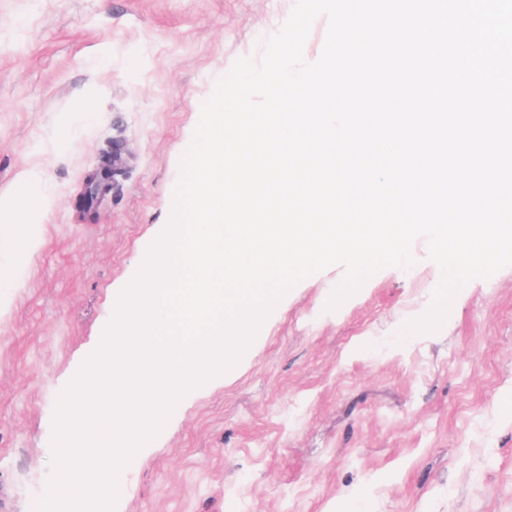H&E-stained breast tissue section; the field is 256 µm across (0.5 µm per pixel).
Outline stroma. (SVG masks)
Returning a JSON list of instances; mask_svg holds the SVG:
<instances>
[{"mask_svg":"<svg viewBox=\"0 0 512 512\" xmlns=\"http://www.w3.org/2000/svg\"><path fill=\"white\" fill-rule=\"evenodd\" d=\"M294 2L0 0V199L32 171L50 201L35 245L0 223V512H38L57 399L169 222L202 103ZM116 141L125 176L77 212ZM412 251L333 311L343 266L293 287L123 468L115 512H512V266L404 338L441 279Z\"/></svg>","mask_w":512,"mask_h":512,"instance_id":"obj_1","label":"stroma"}]
</instances>
